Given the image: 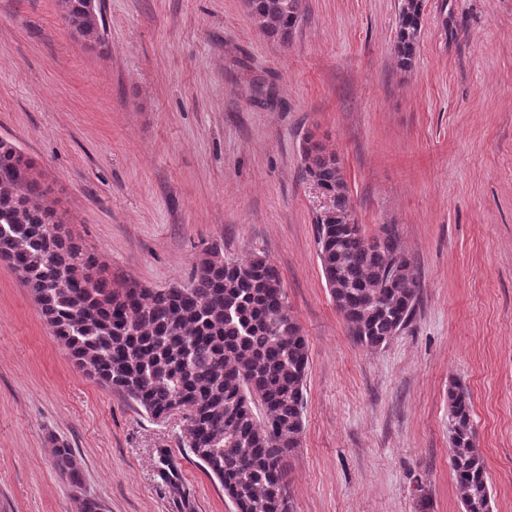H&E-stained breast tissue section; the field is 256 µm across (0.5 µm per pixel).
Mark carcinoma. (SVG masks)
<instances>
[{"label":"carcinoma","mask_w":512,"mask_h":512,"mask_svg":"<svg viewBox=\"0 0 512 512\" xmlns=\"http://www.w3.org/2000/svg\"><path fill=\"white\" fill-rule=\"evenodd\" d=\"M305 0H244L258 31L287 44ZM424 0H400L394 52L411 69ZM66 26L106 51L103 11L86 0H58ZM304 176L330 197L331 215L315 217L318 258L336 310L353 340L385 345L413 319L421 281L386 224L368 238L352 216L335 153L306 140ZM33 164L0 140V260L28 288L46 324L77 363L101 384L161 420L173 403L190 422L181 443L224 489L236 512H289L288 458L304 429L308 343L294 318L281 276L263 256L218 259L211 244L187 281L152 291L114 289L98 276L96 258L63 231L64 218L33 176ZM452 468L463 512H493L478 448L471 396L448 385ZM62 476L80 483L70 448L56 446Z\"/></svg>","instance_id":"carcinoma-1"}]
</instances>
